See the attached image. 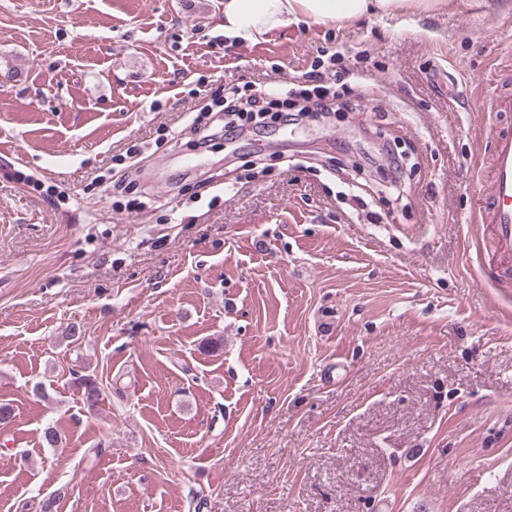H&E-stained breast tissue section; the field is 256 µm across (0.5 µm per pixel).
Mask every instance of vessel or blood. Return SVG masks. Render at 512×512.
Returning <instances> with one entry per match:
<instances>
[{
	"label": "vessel or blood",
	"mask_w": 512,
	"mask_h": 512,
	"mask_svg": "<svg viewBox=\"0 0 512 512\" xmlns=\"http://www.w3.org/2000/svg\"><path fill=\"white\" fill-rule=\"evenodd\" d=\"M483 111L499 113L496 137L491 154L492 179L489 196L491 208L488 221L493 224L498 238L512 241V97L491 93L482 104Z\"/></svg>",
	"instance_id": "vessel-or-blood-1"
}]
</instances>
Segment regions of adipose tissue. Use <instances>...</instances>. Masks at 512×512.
<instances>
[{
    "label": "adipose tissue",
    "mask_w": 512,
    "mask_h": 512,
    "mask_svg": "<svg viewBox=\"0 0 512 512\" xmlns=\"http://www.w3.org/2000/svg\"><path fill=\"white\" fill-rule=\"evenodd\" d=\"M446 0H224V36L254 43L290 24L351 21L407 9L434 11Z\"/></svg>",
    "instance_id": "ef3b65f1"
}]
</instances>
